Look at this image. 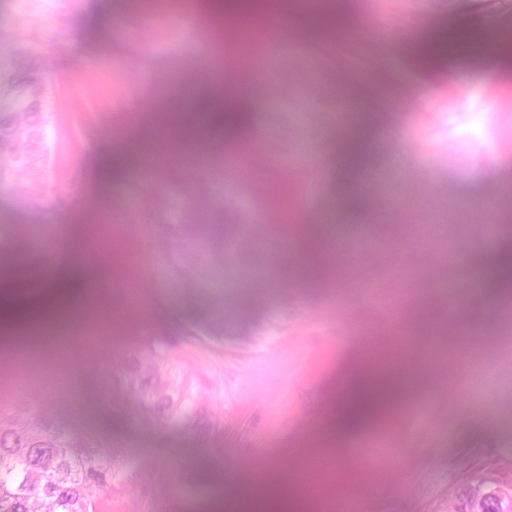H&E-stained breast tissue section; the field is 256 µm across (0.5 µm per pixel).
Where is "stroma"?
Here are the masks:
<instances>
[{
    "mask_svg": "<svg viewBox=\"0 0 512 512\" xmlns=\"http://www.w3.org/2000/svg\"><path fill=\"white\" fill-rule=\"evenodd\" d=\"M337 2L335 38L310 34L288 53L276 25L265 45L244 47L242 95L200 53L185 17L202 16L198 0H0V62L24 46L52 69L41 219L0 187V321L21 313L31 330L0 345V411L19 404L16 358L35 355L41 408L123 459L135 495L114 494L103 512H210L218 501L237 512L271 477L297 483L308 512H336L340 499L346 512H448L466 470L512 465V300L499 320L482 319L487 270L470 265L512 225L499 207L512 196V66L492 75L444 51L427 67L414 56L429 36H491L512 23V0ZM340 71L351 96L323 95ZM221 104L246 108L249 129L215 126ZM195 131L208 149L185 164L129 148ZM292 167L305 172L294 223L261 225L240 246L228 223L270 210L261 185ZM186 217L210 229L203 281L166 271L155 249ZM309 224L342 273L333 287L289 264ZM340 232L376 246L377 262L337 250ZM388 312L416 338L396 357L419 372L387 422L329 454L356 357L336 333L378 328ZM219 317L226 339L177 346L170 360L220 410L216 433L201 440L108 410L113 360L167 320L201 329ZM68 321L86 338L62 354L42 326ZM376 437L398 442L407 476L367 456Z\"/></svg>",
    "mask_w": 512,
    "mask_h": 512,
    "instance_id": "35a3bbf8",
    "label": "stroma"
}]
</instances>
